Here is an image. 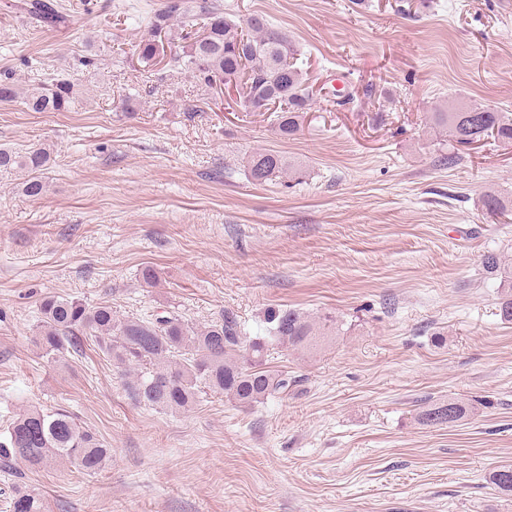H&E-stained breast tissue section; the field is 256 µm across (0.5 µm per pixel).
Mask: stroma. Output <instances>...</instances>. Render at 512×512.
<instances>
[{
	"label": "stroma",
	"instance_id": "1",
	"mask_svg": "<svg viewBox=\"0 0 512 512\" xmlns=\"http://www.w3.org/2000/svg\"><path fill=\"white\" fill-rule=\"evenodd\" d=\"M61 2L57 31L26 0L0 5V73L85 90L68 112L0 102V147L51 153L40 199L23 194L25 173H0V432L26 408H63L112 457L90 475L0 472V512L18 486L46 512H512L488 481L512 464V324L481 265L512 255V224L479 217L486 193L512 201V141L462 149L449 168L425 122L455 100L512 113V0H223L301 53L314 105L290 140L238 94L140 67L130 50L163 0ZM336 94L350 104L332 108ZM260 148L305 179L251 181ZM147 266L156 287L140 281ZM49 296L197 326L229 311L249 340L272 307L339 330L317 353H275L295 379L286 393L162 413L130 399L91 340L45 356ZM451 397L474 414L418 423Z\"/></svg>",
	"mask_w": 512,
	"mask_h": 512
}]
</instances>
